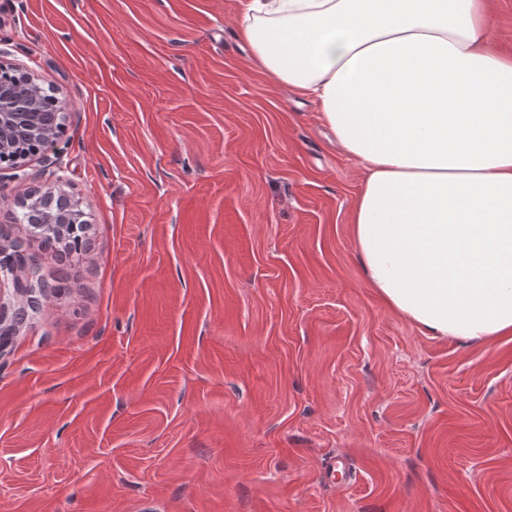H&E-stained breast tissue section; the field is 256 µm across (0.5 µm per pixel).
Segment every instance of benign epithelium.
I'll use <instances>...</instances> for the list:
<instances>
[{
    "mask_svg": "<svg viewBox=\"0 0 512 512\" xmlns=\"http://www.w3.org/2000/svg\"><path fill=\"white\" fill-rule=\"evenodd\" d=\"M69 103L48 93L44 81L35 73L5 59L0 51V170L23 173L34 161L56 154L65 136ZM58 176L35 191L24 204L27 224L24 237L0 243V292L7 284L23 300L9 309L0 302V335H9L22 324L28 312L38 309L49 297L45 287L34 288L20 281L29 261L27 242L58 239L67 224H87L81 204L61 188Z\"/></svg>",
    "mask_w": 512,
    "mask_h": 512,
    "instance_id": "benign-epithelium-1",
    "label": "benign epithelium"
}]
</instances>
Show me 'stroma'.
<instances>
[{
  "label": "stroma",
  "instance_id": "1",
  "mask_svg": "<svg viewBox=\"0 0 512 512\" xmlns=\"http://www.w3.org/2000/svg\"><path fill=\"white\" fill-rule=\"evenodd\" d=\"M242 0H0L70 104L52 166L0 171V234L62 176L80 254L0 343V512H512V335L392 313L356 257L363 181L253 60Z\"/></svg>",
  "mask_w": 512,
  "mask_h": 512
}]
</instances>
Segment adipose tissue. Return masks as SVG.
<instances>
[{"mask_svg":"<svg viewBox=\"0 0 512 512\" xmlns=\"http://www.w3.org/2000/svg\"><path fill=\"white\" fill-rule=\"evenodd\" d=\"M236 23L363 168L355 250L386 307L434 337L511 334L512 57L487 0H244Z\"/></svg>","mask_w":512,"mask_h":512,"instance_id":"adipose-tissue-1","label":"adipose tissue"}]
</instances>
